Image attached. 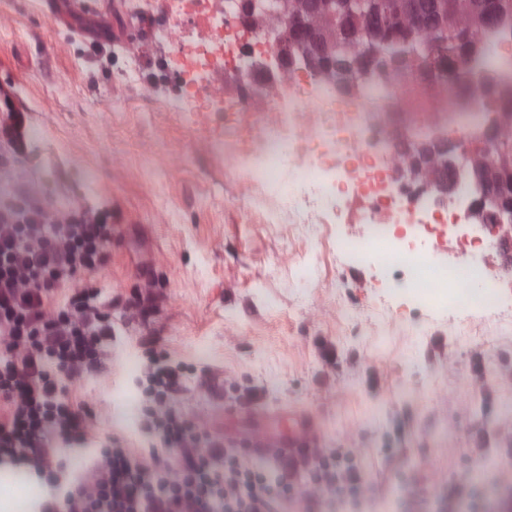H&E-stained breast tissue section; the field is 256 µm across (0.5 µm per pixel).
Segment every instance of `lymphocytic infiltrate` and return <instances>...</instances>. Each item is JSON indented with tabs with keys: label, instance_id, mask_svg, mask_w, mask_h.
<instances>
[{
	"label": "lymphocytic infiltrate",
	"instance_id": "lymphocytic-infiltrate-1",
	"mask_svg": "<svg viewBox=\"0 0 512 512\" xmlns=\"http://www.w3.org/2000/svg\"><path fill=\"white\" fill-rule=\"evenodd\" d=\"M26 125V112L0 96V171L18 173ZM111 242V213L54 208L21 190L0 202V468L45 482L37 512H277L291 491L305 512H321L326 492L356 494L362 475L331 464L334 449L260 469L249 448L187 417L184 368L157 351L154 333L141 339L145 447L115 435L93 464L64 470L65 448L86 445L98 425L65 394L112 355V301L95 283Z\"/></svg>",
	"mask_w": 512,
	"mask_h": 512
}]
</instances>
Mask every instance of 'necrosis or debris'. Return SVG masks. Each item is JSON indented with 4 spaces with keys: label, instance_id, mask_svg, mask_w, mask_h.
Here are the masks:
<instances>
[{
    "label": "necrosis or debris",
    "instance_id": "4bbe7bcc",
    "mask_svg": "<svg viewBox=\"0 0 512 512\" xmlns=\"http://www.w3.org/2000/svg\"><path fill=\"white\" fill-rule=\"evenodd\" d=\"M169 2L174 16L203 21L206 31L190 47L183 46L176 26L156 32V40L172 49L180 81L166 108L256 115L248 138L228 129L224 144L239 179L263 202L267 223L299 224L313 234L318 225L359 215L368 232L351 254L376 267L390 295L451 319L496 306L502 284L489 272L491 242L471 189L439 193L423 166L401 149L409 135L440 141L452 129L468 143H485L501 113L496 92L512 88V31L487 35L502 48L505 66L479 57L464 62L473 87L461 112L447 95V80L382 73L344 80L300 55L263 90L253 91L252 55L238 44L231 0ZM228 72L234 86L215 90L216 79ZM446 212L452 221L437 228L438 214ZM441 236L455 243V262L437 247Z\"/></svg>",
    "mask_w": 512,
    "mask_h": 512
}]
</instances>
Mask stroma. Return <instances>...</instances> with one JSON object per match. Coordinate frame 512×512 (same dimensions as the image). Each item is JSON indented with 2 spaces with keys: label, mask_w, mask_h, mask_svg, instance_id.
<instances>
[{
  "label": "stroma",
  "mask_w": 512,
  "mask_h": 512,
  "mask_svg": "<svg viewBox=\"0 0 512 512\" xmlns=\"http://www.w3.org/2000/svg\"><path fill=\"white\" fill-rule=\"evenodd\" d=\"M95 0L75 14L67 0H0V85L29 114L24 184L50 183L52 205L112 211L104 295L124 303L141 277L163 302V347L189 376L213 375L223 393L189 390L187 413L205 412L239 437L253 417L224 393L265 387L270 425L310 417L323 445L350 450L362 470L369 512H442V481L475 467L460 512H502L512 499V455L474 462L467 450L512 419V389L482 397L477 377L512 369V323L471 314L467 342L447 318L384 298L371 268L353 263L362 224H268L245 200L221 146L230 112H170L179 90L169 45L146 40L139 80L118 81L134 28L171 25L168 0ZM314 285L302 290L304 273ZM114 361L71 393L94 408L100 438L124 432L115 408H140L138 334L113 313ZM218 352L199 360L200 347Z\"/></svg>",
  "instance_id": "1"
}]
</instances>
